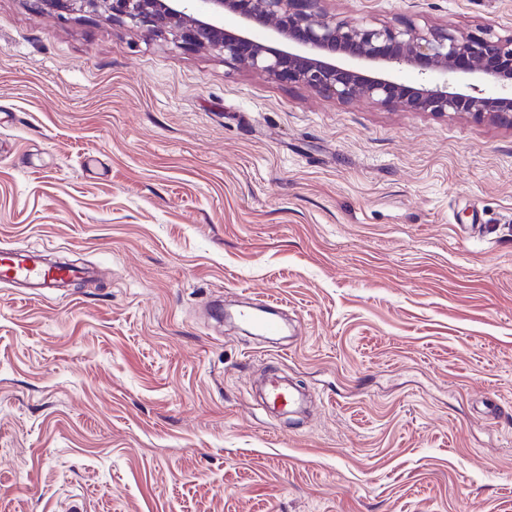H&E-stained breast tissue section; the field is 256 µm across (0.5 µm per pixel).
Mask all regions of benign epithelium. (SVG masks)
<instances>
[{
    "instance_id": "obj_1",
    "label": "benign epithelium",
    "mask_w": 512,
    "mask_h": 512,
    "mask_svg": "<svg viewBox=\"0 0 512 512\" xmlns=\"http://www.w3.org/2000/svg\"><path fill=\"white\" fill-rule=\"evenodd\" d=\"M71 11L108 13L112 22L245 62L348 102L366 96L386 107L470 115L512 129V35L422 27L408 18L365 21L328 12L326 0H64ZM238 18L233 30L224 16ZM417 70L420 81L399 73ZM499 88L485 96L482 84Z\"/></svg>"
}]
</instances>
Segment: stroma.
I'll return each instance as SVG.
<instances>
[{
  "mask_svg": "<svg viewBox=\"0 0 512 512\" xmlns=\"http://www.w3.org/2000/svg\"><path fill=\"white\" fill-rule=\"evenodd\" d=\"M512 33V0H327ZM0 512H512V129L0 0ZM277 298L278 341L221 306ZM269 372L310 397L269 414ZM30 253L12 248L0 249V282L8 284H30L31 288L50 291L64 282L88 273L71 266L53 269L40 263H29Z\"/></svg>",
  "mask_w": 512,
  "mask_h": 512,
  "instance_id": "stroma-1",
  "label": "stroma"
}]
</instances>
